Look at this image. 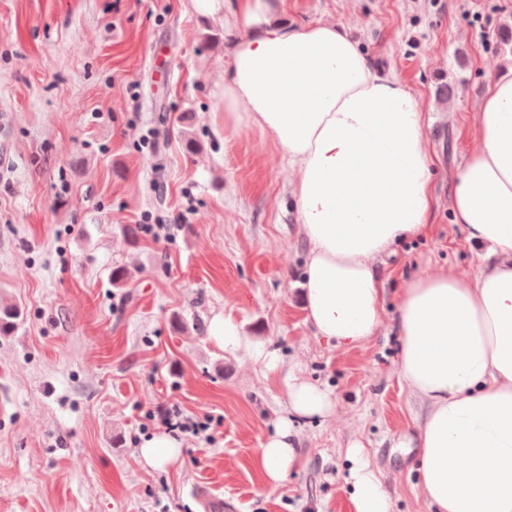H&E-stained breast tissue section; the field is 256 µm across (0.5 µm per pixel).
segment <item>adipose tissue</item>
Here are the masks:
<instances>
[{
    "label": "adipose tissue",
    "mask_w": 512,
    "mask_h": 512,
    "mask_svg": "<svg viewBox=\"0 0 512 512\" xmlns=\"http://www.w3.org/2000/svg\"><path fill=\"white\" fill-rule=\"evenodd\" d=\"M287 8L288 0H233L239 36L224 63V129L247 123L295 168L292 194L309 244L306 320L317 338L354 347L384 322L376 259L398 238L429 229L423 114L344 29L276 22ZM474 135L451 205L491 261L471 278L441 270L412 280L395 318L398 374L428 406L414 468L432 512H512V67L489 82ZM212 333L225 351L245 349L276 368L231 317L215 319ZM287 402L288 417L256 459L271 486L298 463L295 418H324L335 407L327 390L295 376ZM347 458L353 512H390L362 446Z\"/></svg>",
    "instance_id": "1"
}]
</instances>
